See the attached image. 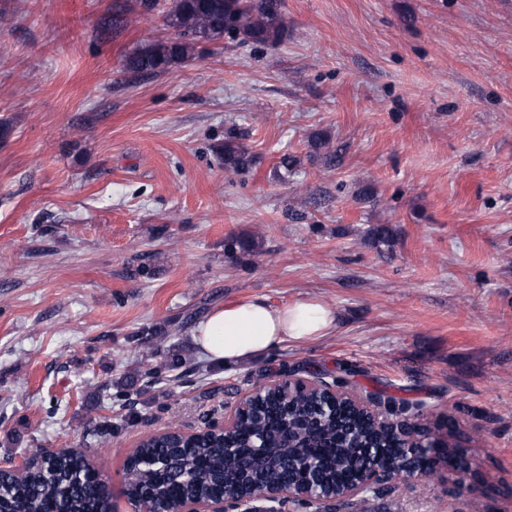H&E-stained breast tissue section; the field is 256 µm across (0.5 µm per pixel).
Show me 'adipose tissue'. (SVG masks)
<instances>
[{
  "instance_id": "obj_1",
  "label": "adipose tissue",
  "mask_w": 512,
  "mask_h": 512,
  "mask_svg": "<svg viewBox=\"0 0 512 512\" xmlns=\"http://www.w3.org/2000/svg\"><path fill=\"white\" fill-rule=\"evenodd\" d=\"M336 313L323 301L303 298L281 307L253 297L215 308L195 329L208 359L237 364L295 340L328 335Z\"/></svg>"
}]
</instances>
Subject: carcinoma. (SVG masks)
Here are the masks:
<instances>
[{"instance_id":"carcinoma-1","label":"carcinoma","mask_w":512,"mask_h":512,"mask_svg":"<svg viewBox=\"0 0 512 512\" xmlns=\"http://www.w3.org/2000/svg\"><path fill=\"white\" fill-rule=\"evenodd\" d=\"M151 11L159 0H116L112 22L138 7ZM176 37L156 41L127 57L124 68L155 74L190 60L201 42L276 45L285 36L282 0H172L163 12ZM252 159L242 146L224 145V168L238 173ZM368 448H383L392 457L402 449L397 435L376 429L342 410H323L309 395H267L227 440L146 438L137 449V477L126 486L130 500L156 503L217 495L224 481L265 486L297 477V461L320 462V480L333 492L350 478ZM247 467H238L239 458ZM53 473L27 469L0 480V512H112V492L86 465L82 454L64 449Z\"/></svg>"}]
</instances>
